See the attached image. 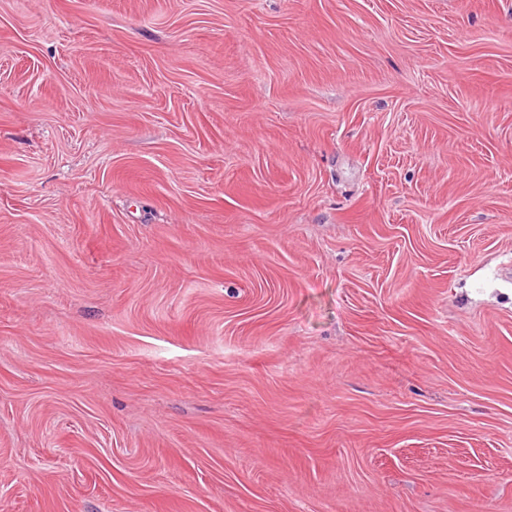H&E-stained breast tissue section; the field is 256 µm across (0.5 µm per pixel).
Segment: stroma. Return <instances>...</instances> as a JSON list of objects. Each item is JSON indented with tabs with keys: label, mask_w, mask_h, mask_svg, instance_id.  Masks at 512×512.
Wrapping results in <instances>:
<instances>
[{
	"label": "stroma",
	"mask_w": 512,
	"mask_h": 512,
	"mask_svg": "<svg viewBox=\"0 0 512 512\" xmlns=\"http://www.w3.org/2000/svg\"><path fill=\"white\" fill-rule=\"evenodd\" d=\"M0 512H512V0H0Z\"/></svg>",
	"instance_id": "obj_1"
}]
</instances>
